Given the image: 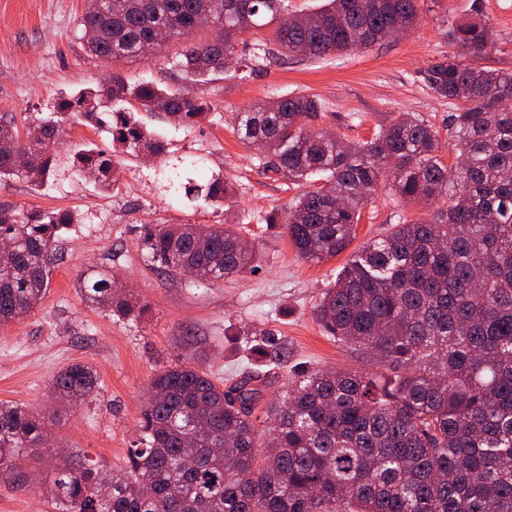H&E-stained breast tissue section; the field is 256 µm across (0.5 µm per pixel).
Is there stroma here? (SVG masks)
Segmentation results:
<instances>
[{
    "label": "stroma",
    "instance_id": "obj_1",
    "mask_svg": "<svg viewBox=\"0 0 512 512\" xmlns=\"http://www.w3.org/2000/svg\"><path fill=\"white\" fill-rule=\"evenodd\" d=\"M418 5L417 24L401 36L323 59L276 52L246 79L229 72L216 76L206 86L210 115L193 128H176L161 114L137 110L138 120L164 136L171 155L194 156L206 173L231 180L235 192L229 210L195 207L183 195L163 190L158 158L129 156L123 146L113 145L105 128L78 119L65 124L59 156L65 160L74 146L90 142L114 150L120 174L113 189L101 192L90 176L72 173L65 163L44 187L0 181L2 205L70 209L85 218L56 242L45 298L31 315L0 327V400L46 412L55 404L50 384L60 369L82 363L98 377L93 397L55 414L51 429L57 453L24 459V481L0 478V512H55L50 499L33 487L47 485L63 460L86 455L124 470L128 450L139 438L152 377L188 360L217 382L233 383L253 365L238 339L251 326L278 331L291 351L287 365L265 369V404L282 400L298 372L369 369L366 358L325 336L313 317L345 255L302 261L281 228L254 222L242 231L260 245L258 269L194 288L189 277L150 264L141 239L154 224H220L228 211L260 215L288 209L301 186L263 168L257 150L234 130L237 112L282 95L319 98L321 125L349 141L372 139L399 114L421 115L438 130L445 161H452V107L424 85L420 73L435 59L456 53L454 29L477 18L494 33V46L480 66L512 71V0H418ZM84 6L85 0H0V118H14L24 127L56 93L103 82L114 70L132 83L172 80L165 60L182 51L183 42H169L145 61H101L75 37ZM175 83L191 87L185 80ZM433 211L379 187L362 212L352 246L361 248L393 225L430 218ZM86 270L114 275L147 304V312L125 320L87 304L77 291V278Z\"/></svg>",
    "mask_w": 512,
    "mask_h": 512
}]
</instances>
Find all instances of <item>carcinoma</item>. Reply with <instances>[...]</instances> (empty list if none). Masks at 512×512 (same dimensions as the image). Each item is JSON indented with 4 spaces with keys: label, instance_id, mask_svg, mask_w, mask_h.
Returning a JSON list of instances; mask_svg holds the SVG:
<instances>
[{
    "label": "carcinoma",
    "instance_id": "obj_1",
    "mask_svg": "<svg viewBox=\"0 0 512 512\" xmlns=\"http://www.w3.org/2000/svg\"><path fill=\"white\" fill-rule=\"evenodd\" d=\"M283 14L284 0H86L77 39L112 63L147 60L183 40L171 69L204 86L224 72L227 56L257 67L270 39L283 53L317 59L369 47L412 27L418 3L327 0L292 19ZM199 18L212 19L211 37L192 42ZM454 38L465 56H444L422 71L426 87L455 107L450 163L437 130L419 115H400L361 143L309 129L323 111L313 95L279 97L238 115L240 139L262 143L266 169L294 184L326 180L288 210L260 216L280 225L303 261L344 253L382 183L407 202L436 206L430 218L396 224L352 252L315 305L323 332L374 369L302 372L287 398L264 410L267 380L259 373L223 387L178 362L150 383L126 469L93 460L57 469L50 495L58 512H512V72L473 64L493 46L487 24H461ZM134 102L183 129L210 109L202 93L155 80L130 84L114 73L106 84L56 94L29 118L24 137L14 119H1L0 180L48 185L62 125L78 116L96 121L103 108L112 141L133 154L165 155L163 138L135 119ZM71 165L103 189L118 181L117 162L91 143L73 149ZM184 191L215 207L233 187L213 175ZM251 219L156 224L142 250L168 272L193 269L204 287L257 269L259 243L236 228ZM79 222L67 209L0 206V239L15 243L0 252V326L43 299L52 247ZM114 281L84 271L78 290L120 318L142 314L147 305ZM243 343L258 362L288 363V344L271 329L255 325ZM96 387L94 369L81 363L52 382L72 406ZM49 436L45 415L0 401V477L22 476L20 462Z\"/></svg>",
    "mask_w": 512,
    "mask_h": 512
}]
</instances>
